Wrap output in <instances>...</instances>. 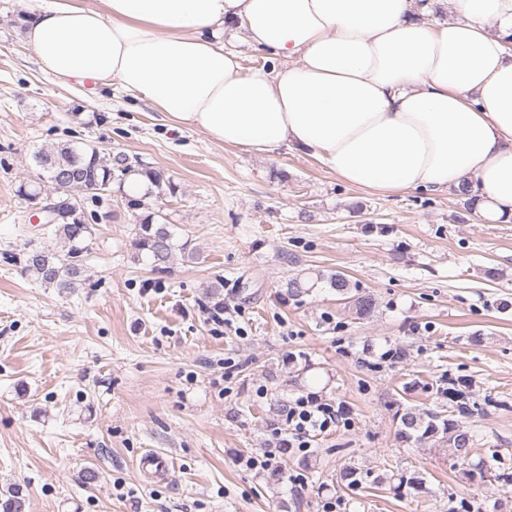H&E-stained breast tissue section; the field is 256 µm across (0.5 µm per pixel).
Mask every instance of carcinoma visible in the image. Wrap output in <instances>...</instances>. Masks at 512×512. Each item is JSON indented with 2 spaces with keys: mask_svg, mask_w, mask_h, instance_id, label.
Instances as JSON below:
<instances>
[{
  "mask_svg": "<svg viewBox=\"0 0 512 512\" xmlns=\"http://www.w3.org/2000/svg\"><path fill=\"white\" fill-rule=\"evenodd\" d=\"M31 160L39 169L37 180L20 184L17 194L32 203L40 199L42 184L52 185L54 194L47 195L45 201L54 205V214L52 223L45 225L44 234L62 245L60 250L41 247L24 253L25 271L42 284L61 292L79 287L86 271V260L91 253V227L98 223L99 216L94 211L86 210L78 194L100 201L103 194L112 192L113 184L122 188L133 174L146 178L152 186L141 196L123 192L124 204L136 218V250L149 258L153 271L161 273L166 271L176 248L187 249V245L178 246L173 242V232L169 230V225L158 222L157 213L146 210L145 199L153 191L167 190L171 194L176 191V186L164 170L148 166L135 168L126 159L103 155L95 146L79 140L44 145L31 154ZM329 283L338 294L350 297L357 315L364 316L374 308L371 296L351 294L350 282L344 275H331ZM310 290L308 282L299 275L288 279L286 283V294L290 298L300 297ZM396 417L399 420L397 438L400 441L432 440L438 444H449L458 458L463 461L467 459L473 439L458 421L438 411L408 407L397 411ZM368 477L369 474L360 468L346 465L339 471L338 487L353 490ZM371 484L386 485L397 496L409 490L422 493L426 489V479L418 472L382 474L375 477Z\"/></svg>",
  "mask_w": 512,
  "mask_h": 512,
  "instance_id": "carcinoma-1",
  "label": "carcinoma"
}]
</instances>
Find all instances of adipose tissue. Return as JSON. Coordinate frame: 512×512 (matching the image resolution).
Returning a JSON list of instances; mask_svg holds the SVG:
<instances>
[{
	"mask_svg": "<svg viewBox=\"0 0 512 512\" xmlns=\"http://www.w3.org/2000/svg\"><path fill=\"white\" fill-rule=\"evenodd\" d=\"M59 84L119 85L171 128L259 154L305 151L377 192L470 182L479 220L512 223V0H21ZM280 68L244 71L225 28Z\"/></svg>",
	"mask_w": 512,
	"mask_h": 512,
	"instance_id": "1",
	"label": "adipose tissue"
}]
</instances>
